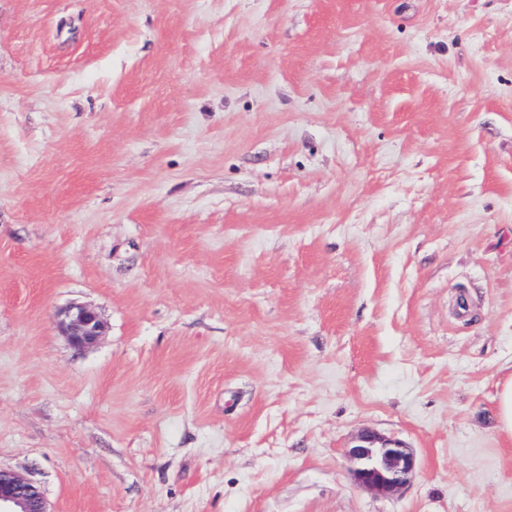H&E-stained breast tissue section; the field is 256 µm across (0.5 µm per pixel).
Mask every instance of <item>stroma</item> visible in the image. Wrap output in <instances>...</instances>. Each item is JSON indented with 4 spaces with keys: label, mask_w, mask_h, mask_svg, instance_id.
Masks as SVG:
<instances>
[{
    "label": "stroma",
    "mask_w": 512,
    "mask_h": 512,
    "mask_svg": "<svg viewBox=\"0 0 512 512\" xmlns=\"http://www.w3.org/2000/svg\"><path fill=\"white\" fill-rule=\"evenodd\" d=\"M511 378L512 0H0V467L51 512H512ZM60 333L75 349L97 344L106 333V325L95 308L76 305L66 309L57 323ZM500 429L512 436V378L506 381L498 395ZM354 482L387 497L408 486L416 474V458L401 441L373 431L360 433L348 449Z\"/></svg>",
    "instance_id": "stroma-1"
}]
</instances>
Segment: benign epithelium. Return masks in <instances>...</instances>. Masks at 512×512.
<instances>
[{
    "label": "benign epithelium",
    "mask_w": 512,
    "mask_h": 512,
    "mask_svg": "<svg viewBox=\"0 0 512 512\" xmlns=\"http://www.w3.org/2000/svg\"><path fill=\"white\" fill-rule=\"evenodd\" d=\"M60 333L75 349L97 344L106 325L89 305L66 309L57 323ZM354 482L379 496L387 497L408 486L416 474V458L401 441L373 431L360 433L348 449ZM0 512H50L40 487L32 480L0 469Z\"/></svg>",
    "instance_id": "1"
}]
</instances>
